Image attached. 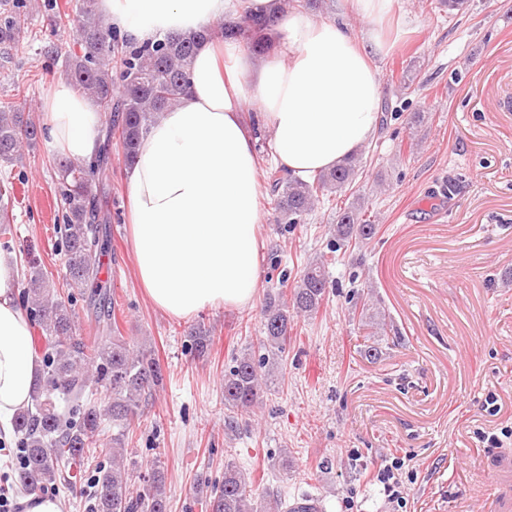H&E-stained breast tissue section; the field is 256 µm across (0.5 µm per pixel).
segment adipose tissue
Returning <instances> with one entry per match:
<instances>
[{
    "label": "adipose tissue",
    "instance_id": "adipose-tissue-1",
    "mask_svg": "<svg viewBox=\"0 0 512 512\" xmlns=\"http://www.w3.org/2000/svg\"><path fill=\"white\" fill-rule=\"evenodd\" d=\"M393 0H342L360 34L297 10L271 32V56L245 57L237 39L200 42L187 93L138 143L125 171L136 277L150 302L176 317L243 309L259 285L258 139L307 180L376 139L382 92L374 59L393 44L381 25ZM104 22L135 44L184 36L240 14L280 11V0H97ZM51 153L95 156L105 115L65 80L43 100ZM17 261L0 252V429L31 403L41 358L17 302Z\"/></svg>",
    "mask_w": 512,
    "mask_h": 512
}]
</instances>
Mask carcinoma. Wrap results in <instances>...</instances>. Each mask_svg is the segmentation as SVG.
I'll return each mask as SVG.
<instances>
[{
  "instance_id": "obj_1",
  "label": "carcinoma",
  "mask_w": 512,
  "mask_h": 512,
  "mask_svg": "<svg viewBox=\"0 0 512 512\" xmlns=\"http://www.w3.org/2000/svg\"><path fill=\"white\" fill-rule=\"evenodd\" d=\"M27 0H0V45L15 50L28 25ZM277 23L274 16H246L206 26L187 37H165L142 47L119 39L96 10V0H76L71 11H55L54 26L75 30L81 54L64 60L66 79L93 96L100 111L108 114L97 157L89 162L60 160L57 192L64 204L59 225V245L64 259L67 298L49 287L44 274L29 261L30 275L22 299L39 336L43 368L39 373L32 406L14 419L17 444L23 458L14 471L16 486L38 493L56 485L66 472L74 481L85 477V465L99 445L105 422L112 423L110 465L95 468L89 484L94 512H167L164 472L157 468L140 475L124 462V452L141 408L163 388L166 375L147 345L133 349L122 336L113 315L107 289L99 282L105 253L106 223L100 199L107 195L103 181L112 154V138L118 137L124 164L136 158L141 135L159 115L179 103L188 83L190 66L199 42L220 33L224 38L242 36L254 53L268 50L262 32ZM42 129L32 118L9 104H0V159L20 161L24 147L34 146ZM362 174V158L353 156L323 171L312 181H302L267 171L274 200L275 222L292 228L304 224L319 197L342 192ZM7 206L0 207V247L14 248L7 236ZM378 225L363 217L362 207L350 205L336 215L334 242L329 251L360 246L373 239ZM94 286L90 294L85 288ZM329 276L322 262H310L290 291L266 294L257 348H245L224 369V406L248 410L260 402L283 375L288 339L294 318L317 317L327 299ZM87 295L86 306L94 316L93 335L79 336L72 305L75 294ZM372 293H357L359 325L368 329L363 353L375 361L380 348L371 342L385 326V314L370 322ZM189 342L201 357L212 345L210 331L199 324ZM143 483L137 493L132 487ZM210 512H324L317 499L307 495L291 501L260 493L230 457H224V481L209 495Z\"/></svg>"
}]
</instances>
